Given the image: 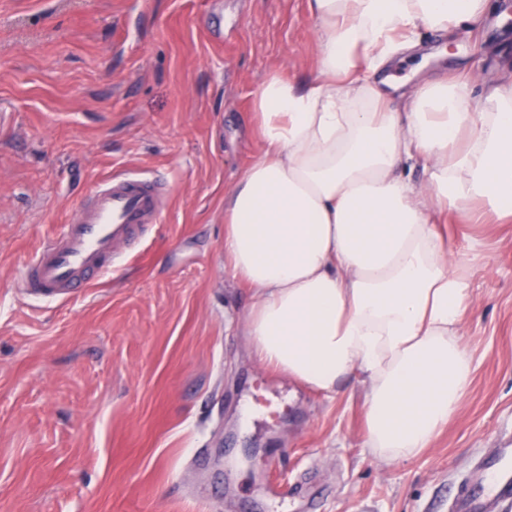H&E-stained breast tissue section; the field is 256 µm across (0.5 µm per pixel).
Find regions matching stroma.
I'll return each instance as SVG.
<instances>
[{
	"label": "stroma",
	"mask_w": 512,
	"mask_h": 512,
	"mask_svg": "<svg viewBox=\"0 0 512 512\" xmlns=\"http://www.w3.org/2000/svg\"><path fill=\"white\" fill-rule=\"evenodd\" d=\"M424 35L420 76L512 75V0ZM317 73L306 0H0V512H448L473 463L512 440V222L449 212L478 255L472 381L432 448L366 445L360 374L318 393L258 364L249 289L224 271V196L256 158V90ZM166 180L159 224L67 300L26 296V262L96 184Z\"/></svg>",
	"instance_id": "obj_1"
}]
</instances>
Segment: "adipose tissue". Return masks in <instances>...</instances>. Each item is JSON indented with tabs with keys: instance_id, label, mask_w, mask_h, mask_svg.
Returning <instances> with one entry per match:
<instances>
[{
	"instance_id": "ef3b65f1",
	"label": "adipose tissue",
	"mask_w": 512,
	"mask_h": 512,
	"mask_svg": "<svg viewBox=\"0 0 512 512\" xmlns=\"http://www.w3.org/2000/svg\"><path fill=\"white\" fill-rule=\"evenodd\" d=\"M319 74L267 76L259 154L224 197V268L249 288L259 362L319 393L370 385L367 444L384 463L432 447L471 381V301L439 231L477 203L512 216V83L403 90L377 76L420 29L466 30L490 0H307ZM422 164L423 184L406 175Z\"/></svg>"
}]
</instances>
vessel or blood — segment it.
I'll return each mask as SVG.
<instances>
[{
  "label": "vessel or blood",
  "instance_id": "vessel-or-blood-1",
  "mask_svg": "<svg viewBox=\"0 0 512 512\" xmlns=\"http://www.w3.org/2000/svg\"><path fill=\"white\" fill-rule=\"evenodd\" d=\"M167 189L156 178L111 176L87 196L62 231L28 261L22 288L32 296L63 299L117 268L131 246L160 222ZM451 512H512V442L479 459L458 484Z\"/></svg>",
  "mask_w": 512,
  "mask_h": 512
}]
</instances>
